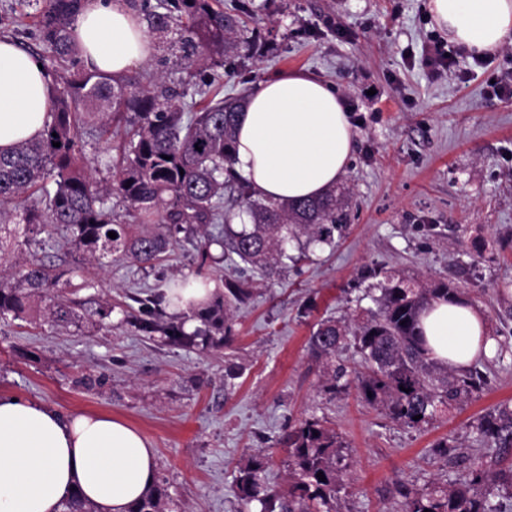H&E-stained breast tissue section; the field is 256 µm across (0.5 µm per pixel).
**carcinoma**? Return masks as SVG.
<instances>
[{
	"label": "carcinoma",
	"mask_w": 512,
	"mask_h": 512,
	"mask_svg": "<svg viewBox=\"0 0 512 512\" xmlns=\"http://www.w3.org/2000/svg\"><path fill=\"white\" fill-rule=\"evenodd\" d=\"M28 5L38 13V39L48 51L39 60L50 62L53 73L51 109L39 137L0 153V266L11 269L0 277L1 319L27 315L35 296L47 301L54 320L77 329L111 315V307L84 308L58 288L73 269L60 271L38 256L54 247L50 228L65 232L76 251L100 267L116 257L151 266L175 248L181 232L197 237L201 262L211 258L216 245L228 259L236 257L267 275L282 264L285 245L305 231L309 245L332 243L334 231L346 220L342 195L329 190L319 198L292 201L255 196L232 168L241 99L193 100L199 93L198 73L224 68L244 44L258 49L264 42L259 29L244 24L243 15L250 13L244 0H232L227 7L224 0H128L149 36L162 39L158 49L164 70L146 85L85 66L73 36L81 0H28ZM169 66L180 73L178 91L164 85ZM86 132L105 140L112 151L103 179L88 165ZM120 209L137 223H120ZM19 224L25 226L22 240L15 229ZM210 224L224 228L211 235L203 231ZM110 232L117 237L110 238ZM22 246L29 257L20 262L11 248ZM226 287L224 304H209L201 313L216 333L224 331V307L244 297L243 289L231 283ZM380 291L378 311L355 330L332 319L319 322L309 349L322 365V391L329 397L353 386L391 419L419 427L440 408L479 391L486 376L475 367L459 375L437 372L420 327L426 304L456 298L461 289L445 282L424 287L389 274ZM170 304L165 292L146 299L138 329L182 344L194 342L199 333L188 335L182 324L163 320ZM350 336L368 365L366 374L338 360ZM476 430L496 449L495 468L471 462L468 478L445 489L419 492L398 483L402 512H512V409L487 412ZM286 443L288 488L266 485V462L250 457L238 470L239 500L258 504L259 512H334L331 504L350 471L336 432L318 420H305L288 433ZM319 472L325 480H319ZM493 486L501 491L496 504L489 500ZM60 512L95 510L75 490ZM130 512H168L164 489L152 486Z\"/></svg>",
	"instance_id": "obj_1"
}]
</instances>
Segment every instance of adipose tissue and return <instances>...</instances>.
Returning a JSON list of instances; mask_svg holds the SVG:
<instances>
[{
	"label": "adipose tissue",
	"mask_w": 512,
	"mask_h": 512,
	"mask_svg": "<svg viewBox=\"0 0 512 512\" xmlns=\"http://www.w3.org/2000/svg\"><path fill=\"white\" fill-rule=\"evenodd\" d=\"M425 6L449 40L473 55L512 43V0H426ZM74 36L89 65L115 78L153 51L124 0H88ZM49 110L44 70L12 41L0 40V152L39 136ZM354 144L335 88L288 70L248 93L233 166L260 197L315 198L345 173ZM420 325L432 358L456 371L498 350L482 310L460 298L432 301ZM155 476L151 440L127 421L96 412L63 416L0 397V512H59L75 490L96 512H128Z\"/></svg>",
	"instance_id": "ef3b65f1"
}]
</instances>
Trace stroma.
Instances as JSON below:
<instances>
[{
    "mask_svg": "<svg viewBox=\"0 0 512 512\" xmlns=\"http://www.w3.org/2000/svg\"><path fill=\"white\" fill-rule=\"evenodd\" d=\"M250 3L246 22L268 30V44L225 65L223 93L246 96L288 69L336 88L355 119L353 155L337 183L346 224L332 245L302 253L290 243L288 261L270 276L219 256L201 261L186 240L151 268L123 260L100 268L49 249L46 260L76 268L61 283L69 297L110 302L112 314L70 331L36 310L0 319V396L139 428L156 449V482L172 512H240L235 481L249 454L267 459L269 486L286 487V436L317 419L336 430L352 463L337 512H400L396 481L425 490L466 479L467 469L433 454L436 442L493 458L473 426L495 407H512V98L487 87L491 74L512 75V43L485 68L461 58L469 75L451 79L423 62L438 32L424 0ZM1 37L42 51L26 0H0ZM388 273L461 288L503 348L479 361L481 392L419 428L366 405L352 388L327 399L309 352L319 321L377 310ZM190 278L249 291L232 309L228 341L201 337L188 348L140 332L139 299Z\"/></svg>",
    "mask_w": 512,
    "mask_h": 512,
    "instance_id": "stroma-1",
    "label": "stroma"
}]
</instances>
